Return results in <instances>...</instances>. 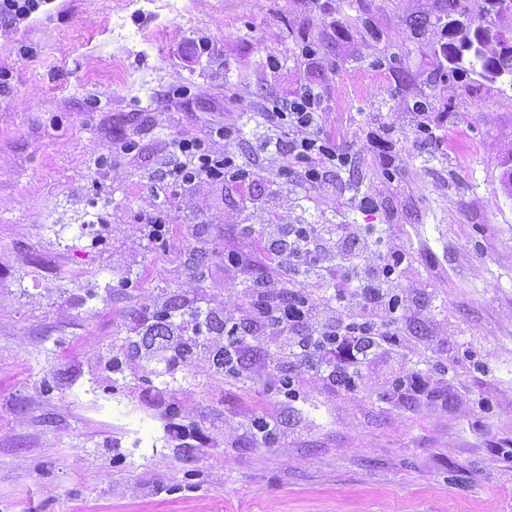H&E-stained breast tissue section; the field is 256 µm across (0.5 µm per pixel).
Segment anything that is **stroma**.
I'll use <instances>...</instances> for the list:
<instances>
[{
    "mask_svg": "<svg viewBox=\"0 0 512 512\" xmlns=\"http://www.w3.org/2000/svg\"><path fill=\"white\" fill-rule=\"evenodd\" d=\"M447 12L55 0L0 32V512H512V84L452 70ZM309 80L352 162L303 186L255 114ZM218 124L242 128L253 180L165 179L172 142L214 143ZM274 224H367L366 261L406 257L382 319L400 343L353 391L250 332L248 281L288 265L263 247ZM197 308L207 337L238 323L237 374L204 347L138 353L160 315ZM409 374L430 395L397 400Z\"/></svg>",
    "mask_w": 512,
    "mask_h": 512,
    "instance_id": "stroma-1",
    "label": "stroma"
}]
</instances>
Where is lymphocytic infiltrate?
I'll use <instances>...</instances> for the list:
<instances>
[{"mask_svg": "<svg viewBox=\"0 0 512 512\" xmlns=\"http://www.w3.org/2000/svg\"><path fill=\"white\" fill-rule=\"evenodd\" d=\"M328 109L318 84L308 82L292 96L267 101L258 112L263 126L275 132L270 142L273 155L286 165L298 166V178L310 186L322 181L330 169L350 162L322 131ZM171 157L166 175L177 185L205 180L247 183L254 177L249 163L198 139L175 141ZM371 246L369 235L355 224L278 225L267 237V248L272 255L287 258L289 279L333 280L347 289L348 301L358 303L363 313L353 320L332 312L319 315L309 304L290 297L271 306L258 302L250 310L252 327L270 326L284 336L289 358L305 360L319 376L348 391L356 386L357 368L379 353L380 313L396 312L400 306L393 276L404 257L397 253L382 265H357L356 257ZM302 327L308 328V337L299 336Z\"/></svg>", "mask_w": 512, "mask_h": 512, "instance_id": "obj_1", "label": "lymphocytic infiltrate"}]
</instances>
